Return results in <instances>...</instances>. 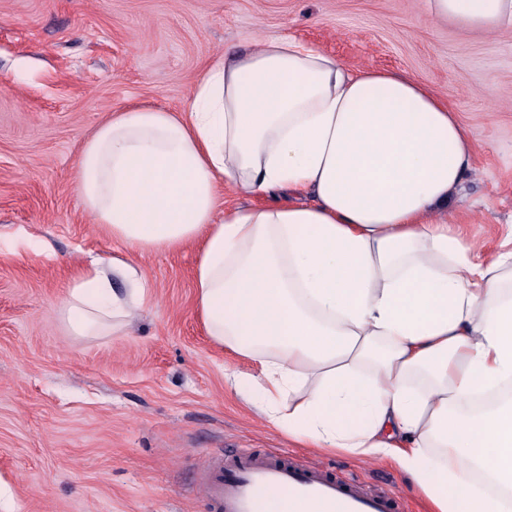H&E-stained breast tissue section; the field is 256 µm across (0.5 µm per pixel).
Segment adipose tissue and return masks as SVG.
<instances>
[{
	"mask_svg": "<svg viewBox=\"0 0 512 512\" xmlns=\"http://www.w3.org/2000/svg\"><path fill=\"white\" fill-rule=\"evenodd\" d=\"M427 2L468 31L512 28V0ZM475 148L418 79L264 36L225 50L186 111L113 113L75 182L127 248L200 242L196 315L252 362L226 380L289 440L394 459L431 512H507L512 400L470 408L512 382V237L483 256L441 217ZM224 188L251 204L224 206ZM148 288L128 257L93 256L60 315L75 339L105 335Z\"/></svg>",
	"mask_w": 512,
	"mask_h": 512,
	"instance_id": "obj_1",
	"label": "adipose tissue"
}]
</instances>
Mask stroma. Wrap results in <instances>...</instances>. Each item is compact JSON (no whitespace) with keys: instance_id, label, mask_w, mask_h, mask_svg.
Here are the masks:
<instances>
[{"instance_id":"stroma-1","label":"stroma","mask_w":512,"mask_h":512,"mask_svg":"<svg viewBox=\"0 0 512 512\" xmlns=\"http://www.w3.org/2000/svg\"><path fill=\"white\" fill-rule=\"evenodd\" d=\"M273 35L445 95L477 143L451 216L488 255L512 233V29L426 0H0V512H210L199 470L227 448L320 459L427 512L396 462L300 447L225 385L251 365L195 315L198 247L133 254L152 290L125 331L60 320L88 255L124 251L78 198L85 140L131 106L185 110L215 56Z\"/></svg>"}]
</instances>
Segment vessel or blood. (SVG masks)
Masks as SVG:
<instances>
[{
	"mask_svg": "<svg viewBox=\"0 0 512 512\" xmlns=\"http://www.w3.org/2000/svg\"><path fill=\"white\" fill-rule=\"evenodd\" d=\"M197 488L214 512H267L270 495L282 490L319 512H404V497L393 488L341 476L319 461L301 463L252 448L209 457Z\"/></svg>",
	"mask_w": 512,
	"mask_h": 512,
	"instance_id": "obj_1",
	"label": "vessel or blood"
}]
</instances>
